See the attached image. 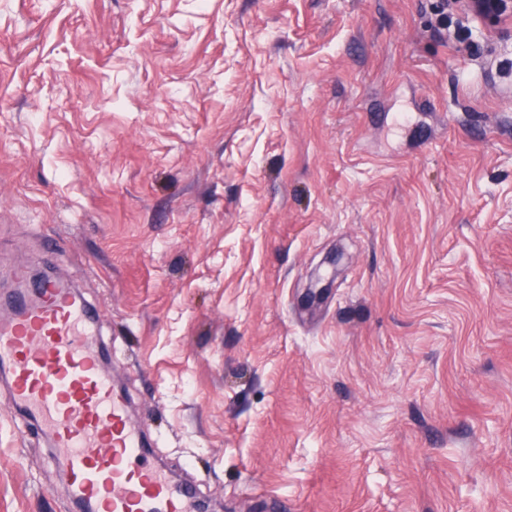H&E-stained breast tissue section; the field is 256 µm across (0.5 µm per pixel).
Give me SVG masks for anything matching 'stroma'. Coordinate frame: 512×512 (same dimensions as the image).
<instances>
[{
	"mask_svg": "<svg viewBox=\"0 0 512 512\" xmlns=\"http://www.w3.org/2000/svg\"><path fill=\"white\" fill-rule=\"evenodd\" d=\"M436 6L0 0V305L99 307L202 512H512V20ZM72 504L0 381V512ZM436 24L444 29L453 27L456 40L462 44H470V38L473 34L472 29L448 15V11H445L443 7L437 13Z\"/></svg>",
	"mask_w": 512,
	"mask_h": 512,
	"instance_id": "stroma-1",
	"label": "stroma"
}]
</instances>
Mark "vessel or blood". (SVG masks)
<instances>
[{
	"mask_svg": "<svg viewBox=\"0 0 512 512\" xmlns=\"http://www.w3.org/2000/svg\"><path fill=\"white\" fill-rule=\"evenodd\" d=\"M0 315V369L14 406L44 427L91 512H195V492L173 484L150 458L99 342L100 312L55 278L28 288L27 270Z\"/></svg>",
	"mask_w": 512,
	"mask_h": 512,
	"instance_id": "vessel-or-blood-1",
	"label": "vessel or blood"
}]
</instances>
